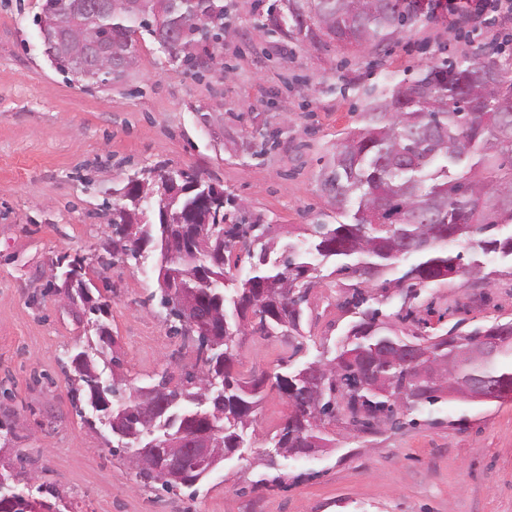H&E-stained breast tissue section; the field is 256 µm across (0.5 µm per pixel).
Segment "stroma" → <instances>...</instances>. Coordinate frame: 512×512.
I'll use <instances>...</instances> for the list:
<instances>
[{
	"label": "stroma",
	"instance_id": "35a3bbf8",
	"mask_svg": "<svg viewBox=\"0 0 512 512\" xmlns=\"http://www.w3.org/2000/svg\"><path fill=\"white\" fill-rule=\"evenodd\" d=\"M225 73L198 80L170 65L151 38L114 85L66 78L45 53L35 18L43 0H0V420L18 424L0 454L23 459L16 490L53 483L72 512H512V401L450 400L413 423L358 435L336 421V447L266 468L261 452L289 407L266 391L242 448L221 462L196 495L142 487L112 455L108 425L88 426L71 406L64 362L115 338L122 372L142 386L163 369L194 363L193 348L170 335L148 297L157 253L143 264L104 267L96 255L111 232L112 186L160 164L219 182L245 205L297 236L300 225L340 220L320 190L321 168L358 127V85L388 91L426 63L476 46L451 20L430 16L385 50L279 42L254 28V0H224ZM282 127L278 146L253 157L255 131ZM85 260L103 320L79 318L63 296L41 290L61 256ZM448 322L512 320V277L481 291L472 278L428 288ZM341 288L309 295L302 336L243 337L244 374L283 372L333 357L352 313Z\"/></svg>",
	"mask_w": 512,
	"mask_h": 512
}]
</instances>
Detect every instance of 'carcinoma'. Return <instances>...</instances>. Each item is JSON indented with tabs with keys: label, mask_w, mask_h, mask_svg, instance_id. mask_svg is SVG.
Instances as JSON below:
<instances>
[{
	"label": "carcinoma",
	"mask_w": 512,
	"mask_h": 512,
	"mask_svg": "<svg viewBox=\"0 0 512 512\" xmlns=\"http://www.w3.org/2000/svg\"><path fill=\"white\" fill-rule=\"evenodd\" d=\"M254 6V26L271 38L299 40L325 36L344 46L366 47L390 42L406 34L422 16L418 0H275L262 9ZM224 0H153L140 11L132 7L97 13L76 7V0H43L36 23L55 19L74 33L72 50L79 41L93 37L112 48V71L92 65L81 69L80 80L109 86L121 80L133 64L139 37L147 34L166 61L184 66L201 80L214 56L201 57L197 48L224 44ZM362 127L336 145L321 173V187L336 210L353 208L352 222L310 224L307 238L298 244L283 242L280 225L224 193V204L208 213L198 205L199 193L191 185L196 174L182 172L163 180L172 212L195 223H222L208 248L185 243L190 226L165 224L153 204L132 194L131 186L144 179L142 169L112 188V235L103 250L112 263L139 260L151 248L158 252L159 299L169 331L194 337L182 321L175 298L198 294L202 304L224 320L209 353L198 351L192 370L165 372V399L170 406L159 410L155 436L210 432L214 448L223 456L243 444L255 406L262 399L265 376L245 377L235 370L240 362L241 337L252 333L291 339L302 335L308 308L303 300L288 311V323L259 307L266 300L263 288L297 290L309 295L324 281L342 275L356 278L345 292L342 307L359 310L334 357L317 361L323 368L316 396L305 398L304 369L273 375L271 388L286 400L291 412L285 424L269 440L263 455L275 467L280 449L294 448L304 457L309 448L333 443L327 425L343 411L352 429L376 434L387 426L401 425L400 418L439 403L436 393L451 383L481 377L490 385L512 392V347L493 359L476 356L462 363H448L458 348L473 349L476 337L512 336V320L494 321L463 329L465 320L450 328L427 330L434 312L421 299V291L440 287L468 273L484 286L501 276H512V232L494 231L512 223V66L494 52L476 47L460 58L431 63L417 77L398 83L388 95L369 96L359 114ZM278 145V136L261 133L245 144V151L261 156ZM494 253L499 269H486L482 257ZM250 265L246 275L233 273L241 260ZM70 273L85 278V260L64 255L57 261ZM59 293L74 296L84 310L107 314L106 304L89 288L64 283ZM398 297L400 309L389 316L367 305L383 304ZM97 353H111L112 366L121 367L116 341L105 326L98 328ZM434 347L441 384L410 371L402 356L412 350ZM70 367L81 387L73 400L104 414L112 412L115 426L129 433L143 431L134 386L120 373H112V391L127 399L99 408L101 397L92 387L94 359L81 351L70 358ZM147 449L142 460H129L136 478L148 486L159 482L167 491H198L201 472L188 468L186 480L176 486L162 481L155 466L164 460L161 443L127 439L123 451Z\"/></svg>",
	"instance_id": "cac0c4a2"
}]
</instances>
